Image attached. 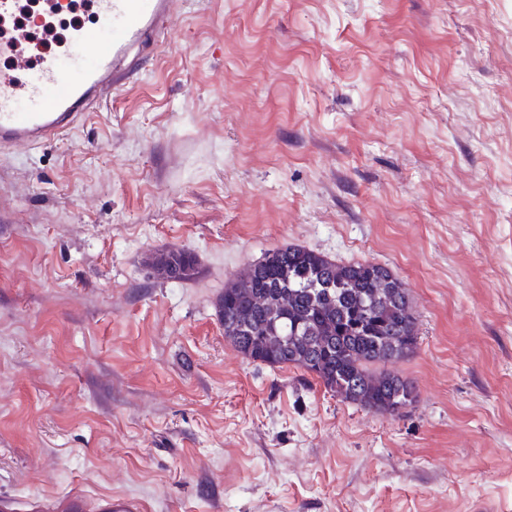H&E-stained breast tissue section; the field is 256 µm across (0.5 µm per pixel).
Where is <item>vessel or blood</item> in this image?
Listing matches in <instances>:
<instances>
[{"instance_id": "obj_1", "label": "vessel or blood", "mask_w": 512, "mask_h": 512, "mask_svg": "<svg viewBox=\"0 0 512 512\" xmlns=\"http://www.w3.org/2000/svg\"><path fill=\"white\" fill-rule=\"evenodd\" d=\"M175 0H90L97 26L73 29L53 52L33 55L34 32L21 24L22 0H0V147L45 143L74 128L88 109L106 103L147 53L165 46ZM29 512H144L131 498L93 506L76 492L35 501Z\"/></svg>"}]
</instances>
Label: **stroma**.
<instances>
[{
    "mask_svg": "<svg viewBox=\"0 0 512 512\" xmlns=\"http://www.w3.org/2000/svg\"><path fill=\"white\" fill-rule=\"evenodd\" d=\"M288 245L404 282L400 414L225 340V286ZM71 491L512 512V0H178L107 103L0 151V495ZM151 267L160 278L171 281L190 280L197 273L195 256L179 248L156 252L152 258Z\"/></svg>",
    "mask_w": 512,
    "mask_h": 512,
    "instance_id": "1",
    "label": "stroma"
}]
</instances>
